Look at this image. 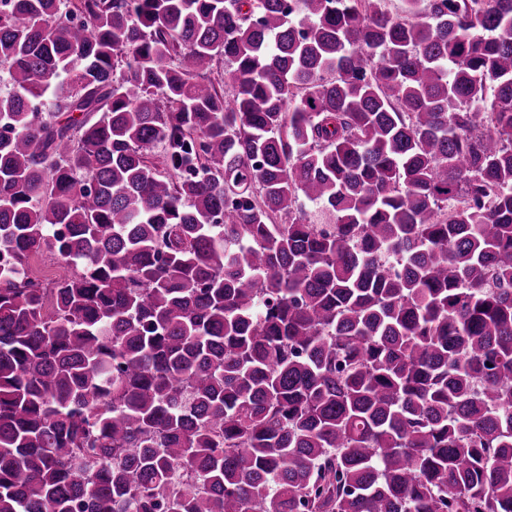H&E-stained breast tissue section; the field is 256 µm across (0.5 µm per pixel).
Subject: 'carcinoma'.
<instances>
[{
	"mask_svg": "<svg viewBox=\"0 0 512 512\" xmlns=\"http://www.w3.org/2000/svg\"><path fill=\"white\" fill-rule=\"evenodd\" d=\"M402 2L0 0V512H512V0ZM31 269L35 276L46 284H52L70 274V267L59 257L44 250L31 261Z\"/></svg>",
	"mask_w": 512,
	"mask_h": 512,
	"instance_id": "cac0c4a2",
	"label": "carcinoma"
}]
</instances>
